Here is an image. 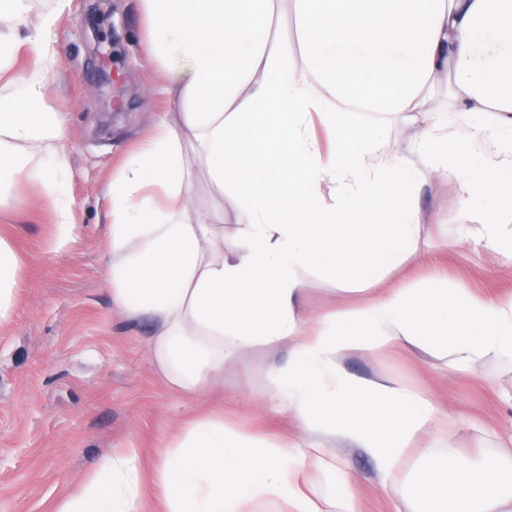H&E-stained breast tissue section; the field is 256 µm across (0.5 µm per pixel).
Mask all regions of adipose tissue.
<instances>
[{
    "label": "adipose tissue",
    "instance_id": "adipose-tissue-1",
    "mask_svg": "<svg viewBox=\"0 0 512 512\" xmlns=\"http://www.w3.org/2000/svg\"><path fill=\"white\" fill-rule=\"evenodd\" d=\"M0 0V189L25 184L57 198L69 169L65 126L42 112L40 77L56 73L57 19L68 0L35 11ZM148 57L182 108L162 116L106 190L112 301L152 325V362L167 385L194 394L224 374L225 357L287 346L266 384L307 434L270 440L211 415L192 420L158 454L143 483L138 449L104 455L49 512H361L353 477L336 463L356 448L397 512H512V447L492 455L407 451L445 414L387 378L353 379L349 351L418 347L446 355L449 374L488 356L512 362V296L484 298L437 280L386 286L383 273L418 260L425 214L416 191L454 181L469 239L512 266V0H292L296 50L272 43L279 0H139ZM27 60L33 79L16 75ZM447 90V107L433 97ZM405 114L404 149L367 133ZM322 122L334 135L322 146ZM216 196L241 185L249 220L224 233V213L194 209L183 147ZM402 184V194L390 185ZM384 189L381 212L360 200ZM78 231L54 209L52 253ZM22 260L0 236V327L9 324ZM357 281L350 308L307 319V277Z\"/></svg>",
    "mask_w": 512,
    "mask_h": 512
}]
</instances>
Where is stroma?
<instances>
[{
	"instance_id": "35a3bbf8",
	"label": "stroma",
	"mask_w": 512,
	"mask_h": 512,
	"mask_svg": "<svg viewBox=\"0 0 512 512\" xmlns=\"http://www.w3.org/2000/svg\"><path fill=\"white\" fill-rule=\"evenodd\" d=\"M113 8L101 31L115 29L122 37L110 66V94L122 99L121 112H103L102 60L78 34L89 0H70L57 20L59 70L45 79L39 102L40 110L59 113L66 123L70 176L63 194L75 204L79 234L61 253H48L52 200L18 185L13 197L29 196V204H0V234L24 260L13 319L0 329V512H48L56 494L79 482L111 449H139L145 466H152L159 448L208 412L258 435L302 438L293 417L263 395L270 366L285 361L287 352H242L225 360L223 378L205 391L179 394L152 363L149 321L129 320L112 303L104 276L105 187L121 159L170 109L164 79L145 61L139 0H114ZM192 179L196 209L223 208L225 234L247 222L234 190L213 195L197 165ZM420 202L426 213L422 259L390 272L387 282L421 288L440 279L483 297L512 295V270L453 233L459 208L453 187L425 185ZM359 298L332 276L318 274L308 278L304 307L314 317ZM341 367L353 378L400 379L451 415L452 423L426 438V446L492 454L512 436L511 363L490 356L452 376L444 358L416 349L352 353ZM343 459L362 512H393L371 460L357 449Z\"/></svg>"
}]
</instances>
